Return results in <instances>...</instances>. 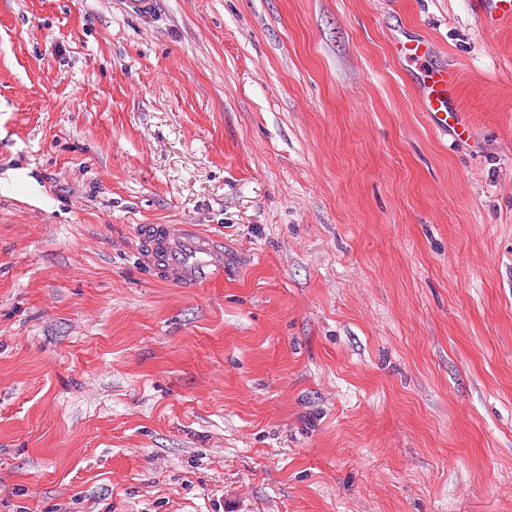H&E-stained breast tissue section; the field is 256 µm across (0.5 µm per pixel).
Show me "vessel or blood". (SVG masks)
I'll list each match as a JSON object with an SVG mask.
<instances>
[{
    "label": "vessel or blood",
    "mask_w": 512,
    "mask_h": 512,
    "mask_svg": "<svg viewBox=\"0 0 512 512\" xmlns=\"http://www.w3.org/2000/svg\"><path fill=\"white\" fill-rule=\"evenodd\" d=\"M483 9L497 26L512 23V0H485ZM396 57L414 65L420 75L418 105L429 113L436 129L452 127L467 134L458 113L451 108L458 76L447 67L429 64L431 46L427 41L397 42ZM139 253L143 263L159 280L192 291L224 280V242L204 235L197 225L142 224L138 227Z\"/></svg>",
    "instance_id": "obj_1"
}]
</instances>
